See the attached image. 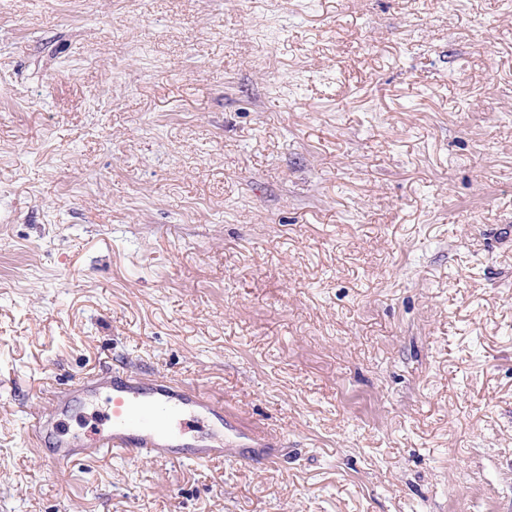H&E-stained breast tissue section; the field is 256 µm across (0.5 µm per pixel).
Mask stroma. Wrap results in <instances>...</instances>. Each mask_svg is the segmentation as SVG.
I'll list each match as a JSON object with an SVG mask.
<instances>
[{
	"mask_svg": "<svg viewBox=\"0 0 512 512\" xmlns=\"http://www.w3.org/2000/svg\"><path fill=\"white\" fill-rule=\"evenodd\" d=\"M115 367L287 458L53 468ZM0 512H512V0H0ZM93 391L94 388L85 382L70 385L62 399L55 394L51 395L49 411L52 414H56L57 412L63 413L73 406L81 404Z\"/></svg>",
	"mask_w": 512,
	"mask_h": 512,
	"instance_id": "stroma-1",
	"label": "stroma"
}]
</instances>
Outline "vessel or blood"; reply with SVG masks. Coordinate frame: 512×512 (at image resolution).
<instances>
[{"instance_id":"obj_1","label":"vessel or blood","mask_w":512,"mask_h":512,"mask_svg":"<svg viewBox=\"0 0 512 512\" xmlns=\"http://www.w3.org/2000/svg\"><path fill=\"white\" fill-rule=\"evenodd\" d=\"M92 391V386L80 382L71 385L64 396H51L49 414L31 416L24 426L25 434L34 439L54 434L50 413H62L81 404ZM210 419L229 429L236 416L225 409L223 401L204 396L193 386L173 380L150 383L116 373L101 417L105 432L84 448L76 447L64 435L55 434L56 446L49 461L66 467L78 459L94 458L109 448L183 463L220 461L232 456L233 451L225 447L223 435L206 430L204 423Z\"/></svg>"}]
</instances>
